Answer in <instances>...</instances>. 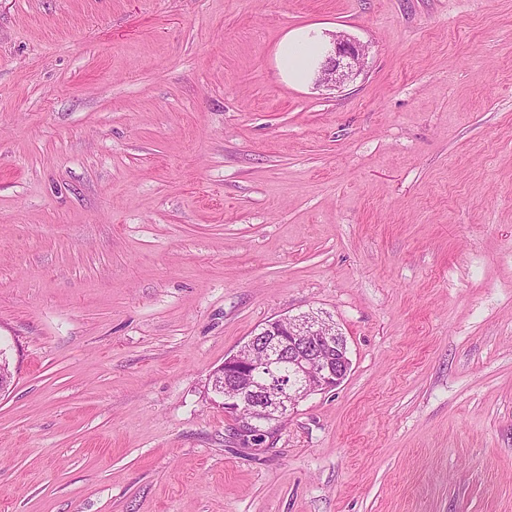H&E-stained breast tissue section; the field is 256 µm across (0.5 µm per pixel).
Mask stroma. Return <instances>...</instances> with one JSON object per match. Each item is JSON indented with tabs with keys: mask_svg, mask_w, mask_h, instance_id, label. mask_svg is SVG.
I'll list each match as a JSON object with an SVG mask.
<instances>
[{
	"mask_svg": "<svg viewBox=\"0 0 512 512\" xmlns=\"http://www.w3.org/2000/svg\"><path fill=\"white\" fill-rule=\"evenodd\" d=\"M308 312L351 370L244 445ZM0 348V512H512V0H0ZM321 50L317 37L309 34L288 40L281 49V54L288 58V74L296 81L311 78ZM332 45V50L321 64L318 81L336 86L352 73L354 67H360L364 50L360 43L344 36L335 39ZM258 353L259 360L253 359ZM347 339L313 314L268 321L210 375L213 402L242 442L259 444L302 399L334 390L351 368ZM287 368L292 375L278 377ZM233 388V394L227 390Z\"/></svg>",
	"mask_w": 512,
	"mask_h": 512,
	"instance_id": "1",
	"label": "stroma"
}]
</instances>
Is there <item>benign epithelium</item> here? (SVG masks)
<instances>
[{
    "instance_id": "7a95c632",
    "label": "benign epithelium",
    "mask_w": 512,
    "mask_h": 512,
    "mask_svg": "<svg viewBox=\"0 0 512 512\" xmlns=\"http://www.w3.org/2000/svg\"><path fill=\"white\" fill-rule=\"evenodd\" d=\"M363 55L360 43L335 39L318 81L342 82ZM283 368L291 379L278 377ZM350 368L347 339L331 320L313 314L279 318L265 323L212 372L213 402L232 418L240 441L257 444L302 399L339 386Z\"/></svg>"
}]
</instances>
